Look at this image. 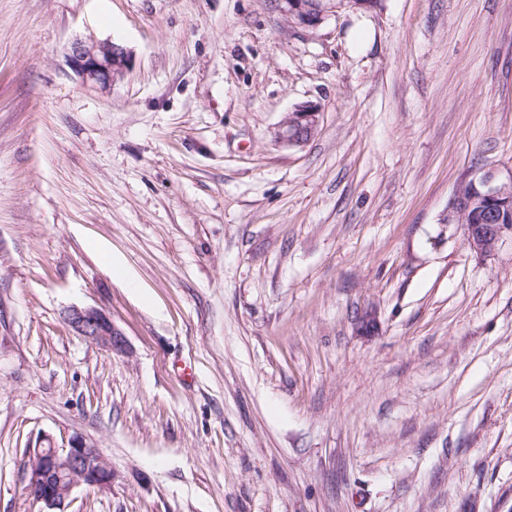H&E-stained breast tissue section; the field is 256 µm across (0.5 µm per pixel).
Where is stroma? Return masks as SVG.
<instances>
[{"label": "stroma", "mask_w": 512, "mask_h": 512, "mask_svg": "<svg viewBox=\"0 0 512 512\" xmlns=\"http://www.w3.org/2000/svg\"><path fill=\"white\" fill-rule=\"evenodd\" d=\"M80 40L125 75L84 85ZM488 170L512 0H0V512L76 435L113 479L67 512H512V239L441 221ZM280 9L288 20L306 28L318 27L327 16L338 8L350 4L358 9H372L375 0H279ZM129 60L130 55L125 47L108 40L76 42L67 58L68 65L83 84L90 83L102 89L110 87L127 71ZM321 117L317 104L305 103L297 106L284 118L278 131L280 142L288 146H302L315 134ZM65 320L78 336L111 352H123L127 349L125 334L101 309L71 307L65 312Z\"/></svg>", "instance_id": "obj_1"}]
</instances>
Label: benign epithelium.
Masks as SVG:
<instances>
[{
	"instance_id": "obj_1",
	"label": "benign epithelium",
	"mask_w": 512,
	"mask_h": 512,
	"mask_svg": "<svg viewBox=\"0 0 512 512\" xmlns=\"http://www.w3.org/2000/svg\"><path fill=\"white\" fill-rule=\"evenodd\" d=\"M346 4L358 9H372L375 0H280V9L288 20L306 28L318 27L327 16ZM129 51L114 41L77 42L67 62L84 84L104 89L128 69ZM321 117L318 105L297 106L284 118L278 131L280 142L302 146L315 134ZM470 214L480 216L481 223L466 222ZM512 181L500 183L488 171L479 179L463 181L448 203L445 224H459L465 244L475 253H492L504 238H512ZM71 329L86 340L112 352H123L127 341L111 317L94 307H71L65 312ZM27 490L45 506V512H64V504L78 486L93 489L112 488V466L100 448L82 436H74L62 448H37L27 462Z\"/></svg>"
}]
</instances>
